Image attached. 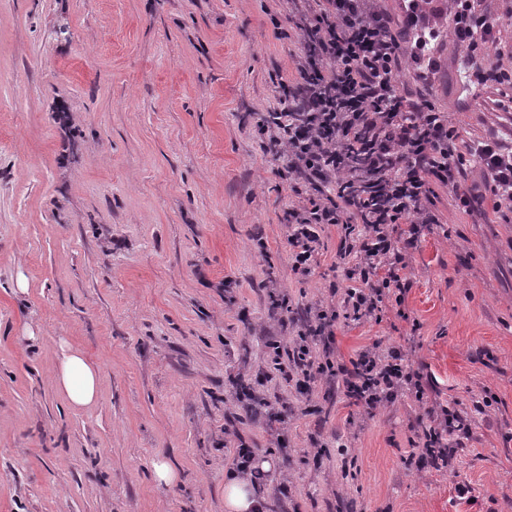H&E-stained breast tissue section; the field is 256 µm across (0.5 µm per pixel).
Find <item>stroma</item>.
<instances>
[{"mask_svg":"<svg viewBox=\"0 0 512 512\" xmlns=\"http://www.w3.org/2000/svg\"><path fill=\"white\" fill-rule=\"evenodd\" d=\"M440 49L429 94L463 139L512 128ZM300 54L287 0H0V512H225L242 441L271 462L266 512H512V223L492 207L437 187L410 321L336 325L339 357L406 348L427 403L368 411L270 364L267 340L289 345L348 285L331 224L292 271L305 198L258 126ZM63 343L98 369L91 407L57 387ZM244 384L265 407H241ZM487 394L452 467L407 466L425 404ZM158 458L175 485L154 481Z\"/></svg>","mask_w":512,"mask_h":512,"instance_id":"1","label":"stroma"}]
</instances>
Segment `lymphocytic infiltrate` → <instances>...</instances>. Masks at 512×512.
Returning <instances> with one entry per match:
<instances>
[{"instance_id":"f902f5d3","label":"lymphocytic infiltrate","mask_w":512,"mask_h":512,"mask_svg":"<svg viewBox=\"0 0 512 512\" xmlns=\"http://www.w3.org/2000/svg\"><path fill=\"white\" fill-rule=\"evenodd\" d=\"M397 11L377 0H289L303 44L297 76L274 115L275 140L286 170L308 188L307 203L288 211L292 270L305 275L319 243L318 225L340 229L337 255L349 283L340 305L319 307L315 323L289 347L288 365L299 391L316 380L339 379L351 404L374 410L407 394L424 402L427 375L403 347L364 348L335 356L336 323L408 319L404 271L422 225L438 223L437 187L466 213L491 203L512 222V146L498 134L463 140L447 114L426 96L441 68L438 38L448 31L467 64L471 89L512 100V42L504 41L498 0H398ZM410 71L416 90H401ZM479 167L482 183L469 182ZM404 235H396L397 225ZM321 342L314 353L313 342ZM472 410L457 402L428 409L412 427L409 465L443 470L472 433Z\"/></svg>"}]
</instances>
